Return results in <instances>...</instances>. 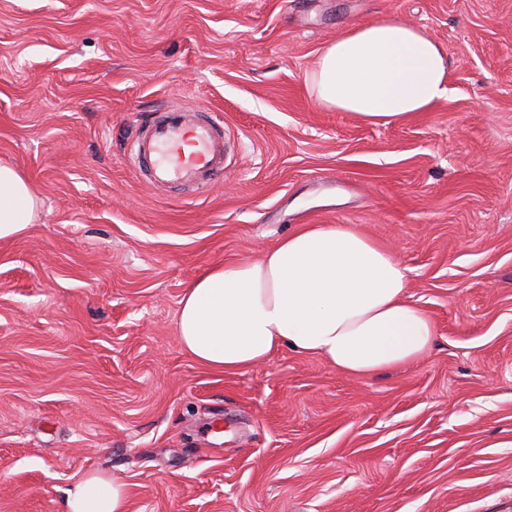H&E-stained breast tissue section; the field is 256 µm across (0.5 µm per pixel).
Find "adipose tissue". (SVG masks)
Masks as SVG:
<instances>
[{"instance_id":"obj_1","label":"adipose tissue","mask_w":512,"mask_h":512,"mask_svg":"<svg viewBox=\"0 0 512 512\" xmlns=\"http://www.w3.org/2000/svg\"><path fill=\"white\" fill-rule=\"evenodd\" d=\"M443 47L425 32L386 17L329 43L306 75L317 103L376 124H397L448 93ZM37 200L12 166L0 164V240L19 236ZM407 273L362 230L307 224L260 259L218 264L185 289L177 330L201 366L235 372L278 350L320 358L368 376L421 357L436 329L406 298ZM65 512H126L122 483L98 475L67 492Z\"/></svg>"}]
</instances>
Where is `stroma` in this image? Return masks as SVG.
<instances>
[{"label": "stroma", "mask_w": 512, "mask_h": 512, "mask_svg": "<svg viewBox=\"0 0 512 512\" xmlns=\"http://www.w3.org/2000/svg\"><path fill=\"white\" fill-rule=\"evenodd\" d=\"M386 15L444 48L447 98L389 126L320 107V50ZM173 103L223 119V179L137 177ZM0 163L39 201L0 241V512H64L90 474L126 512H512V0H0ZM303 224L392 251L425 355H187V286Z\"/></svg>", "instance_id": "obj_1"}]
</instances>
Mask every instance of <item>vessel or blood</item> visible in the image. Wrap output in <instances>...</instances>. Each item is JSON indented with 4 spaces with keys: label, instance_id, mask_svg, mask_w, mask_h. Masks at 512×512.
Instances as JSON below:
<instances>
[{
    "label": "vessel or blood",
    "instance_id": "1",
    "mask_svg": "<svg viewBox=\"0 0 512 512\" xmlns=\"http://www.w3.org/2000/svg\"><path fill=\"white\" fill-rule=\"evenodd\" d=\"M192 135L196 152L184 157L181 142ZM224 126L207 112L162 108L135 137L132 161L155 185L201 186L224 172Z\"/></svg>",
    "mask_w": 512,
    "mask_h": 512
}]
</instances>
